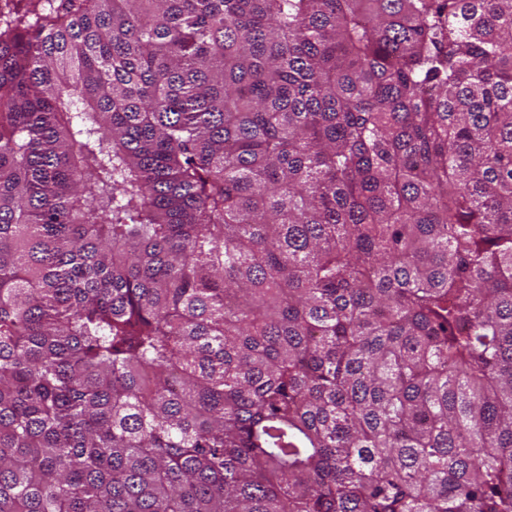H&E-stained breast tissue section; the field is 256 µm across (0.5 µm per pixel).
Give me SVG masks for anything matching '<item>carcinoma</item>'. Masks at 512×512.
<instances>
[{"instance_id": "carcinoma-1", "label": "carcinoma", "mask_w": 512, "mask_h": 512, "mask_svg": "<svg viewBox=\"0 0 512 512\" xmlns=\"http://www.w3.org/2000/svg\"><path fill=\"white\" fill-rule=\"evenodd\" d=\"M0 512H512V0L0 7Z\"/></svg>"}]
</instances>
